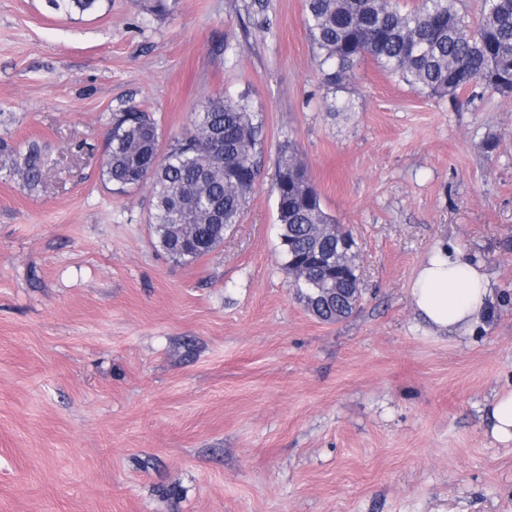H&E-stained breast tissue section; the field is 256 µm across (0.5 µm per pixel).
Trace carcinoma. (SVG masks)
<instances>
[{"label":"carcinoma","mask_w":512,"mask_h":512,"mask_svg":"<svg viewBox=\"0 0 512 512\" xmlns=\"http://www.w3.org/2000/svg\"><path fill=\"white\" fill-rule=\"evenodd\" d=\"M101 0H48L54 10L84 14ZM306 29L315 51L329 112H350L337 93L371 59L410 89L457 100L479 85L512 94V0H481L476 23L457 0H424L408 11L394 0H304ZM106 147V181L119 190L151 188L150 224L161 249L191 263L224 242L239 223L258 174L262 119L248 94L210 98L192 114L187 134L160 152L157 123L130 107L112 113ZM12 162L29 186L42 180V149L33 144ZM277 221L284 267L305 307L325 322L343 320L360 307L358 255L336 236L351 233L323 209L298 147L282 144L276 156Z\"/></svg>","instance_id":"carcinoma-1"}]
</instances>
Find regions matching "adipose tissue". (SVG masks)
I'll return each mask as SVG.
<instances>
[{"mask_svg":"<svg viewBox=\"0 0 512 512\" xmlns=\"http://www.w3.org/2000/svg\"><path fill=\"white\" fill-rule=\"evenodd\" d=\"M491 295L482 265L445 245L437 246L420 265L410 288L416 312L438 331H472L487 314Z\"/></svg>","mask_w":512,"mask_h":512,"instance_id":"ef3b65f1","label":"adipose tissue"}]
</instances>
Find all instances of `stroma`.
<instances>
[{"label": "stroma", "mask_w": 512, "mask_h": 512, "mask_svg": "<svg viewBox=\"0 0 512 512\" xmlns=\"http://www.w3.org/2000/svg\"><path fill=\"white\" fill-rule=\"evenodd\" d=\"M0 0V512H512V95L412 91L364 60L324 103L304 0ZM264 119L256 186L189 264L158 246L150 187L102 178L113 113L160 145L210 96ZM294 142L349 229L362 302L324 322L279 253L275 160ZM494 291L474 335L436 333L411 279L439 242ZM19 157L22 159L21 162L15 159L14 162H12L14 173L18 174L27 185H38L42 180L46 165L42 149L32 144L25 153H19ZM491 417L494 421L492 426L494 438L502 443L512 442V391L496 398Z\"/></svg>", "instance_id": "stroma-1"}]
</instances>
